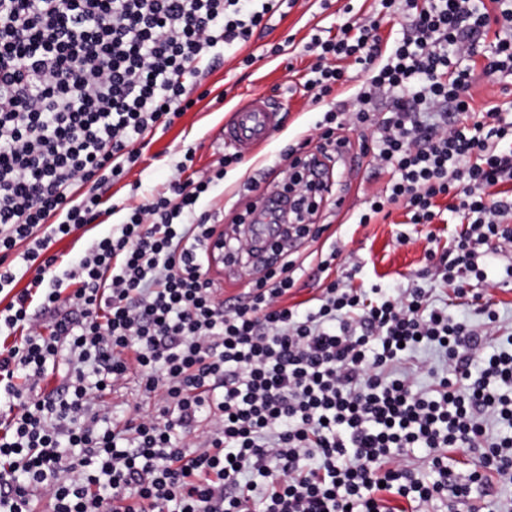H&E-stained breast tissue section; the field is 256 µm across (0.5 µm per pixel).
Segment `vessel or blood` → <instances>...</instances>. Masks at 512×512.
Wrapping results in <instances>:
<instances>
[{
	"instance_id": "obj_1",
	"label": "vessel or blood",
	"mask_w": 512,
	"mask_h": 512,
	"mask_svg": "<svg viewBox=\"0 0 512 512\" xmlns=\"http://www.w3.org/2000/svg\"><path fill=\"white\" fill-rule=\"evenodd\" d=\"M277 127L276 109L264 95L255 94L233 108L230 119L219 133V140L222 146L245 155L271 137Z\"/></svg>"
}]
</instances>
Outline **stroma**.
Wrapping results in <instances>:
<instances>
[{"label":"stroma","mask_w":512,"mask_h":512,"mask_svg":"<svg viewBox=\"0 0 512 512\" xmlns=\"http://www.w3.org/2000/svg\"><path fill=\"white\" fill-rule=\"evenodd\" d=\"M349 0H297L286 16H273L264 34H253L239 50L237 58L203 74L200 81L208 88L207 97L176 120L165 131H156L150 143L141 151L138 163L121 180L112 183L103 201L105 205L135 203L165 185L172 177L186 147L196 150L192 168L186 178L199 180L207 177L223 158L225 149L218 142V134L230 110L251 95L272 98L278 105L281 121L278 130L258 146L253 156L230 168L223 182L214 186L203 199V208L221 210L226 220L225 232H232L231 220L235 213L245 211L256 202L259 190L272 185L288 165L283 152L288 144L313 135V127L321 118V110L311 104L300 92L302 75L308 58L297 53L279 56L264 54L266 44L293 39L302 45L311 34L327 30L348 5ZM255 55V62L241 66L240 58ZM386 178L374 174L367 165L340 168L334 179L332 194L318 206L312 217L314 224L323 226L320 236H306L297 240L292 257L300 262L299 281L289 294L288 305H295L319 295L322 273L317 270L320 254L330 245L342 251L346 268L355 269L352 285L380 284L407 287L419 281L426 271L425 247L428 239H435L439 247H447L455 230L451 224L411 225L406 223L403 207L396 206L388 219L374 224H354L351 211L361 207L369 195L379 191ZM123 220L122 213L103 215L99 223L87 231L76 232L54 243L53 253L71 260L87 250L92 243L112 232L113 225ZM410 240L399 244L400 233ZM512 265V242L499 243L489 260V282H469V293L475 303H493L504 323L512 324V279L504 270Z\"/></svg>","instance_id":"35a3bbf8"}]
</instances>
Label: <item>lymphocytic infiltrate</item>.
Listing matches in <instances>:
<instances>
[{
  "label": "lymphocytic infiltrate",
  "instance_id": "f902f5d3",
  "mask_svg": "<svg viewBox=\"0 0 512 512\" xmlns=\"http://www.w3.org/2000/svg\"><path fill=\"white\" fill-rule=\"evenodd\" d=\"M288 0H0V512H414L480 493L512 512V350L499 316L473 324L434 306L423 284H326L314 304L288 248L273 249L245 298L224 303L211 276L218 227L183 180L186 151L162 192L127 205L117 233L60 269L54 242L102 216L148 133L193 100L185 75L223 62ZM380 18L345 10L312 35L303 90L324 109L314 151L290 146L281 186L315 209L328 165L350 150L386 175L352 219L400 205L411 224L463 231L428 250L431 278L467 294L483 281L477 249L512 241V103L476 118V73L512 74V0H379ZM404 14L389 44L381 18ZM366 72L336 103L349 67ZM358 132L351 141L350 132ZM450 198L448 210L436 200ZM442 348L444 373L415 358ZM63 370L60 388L41 385ZM136 378L153 411L112 419L105 400ZM432 456L427 478L402 460ZM484 448L482 471L453 478L454 454Z\"/></svg>",
  "mask_w": 512,
  "mask_h": 512
}]
</instances>
